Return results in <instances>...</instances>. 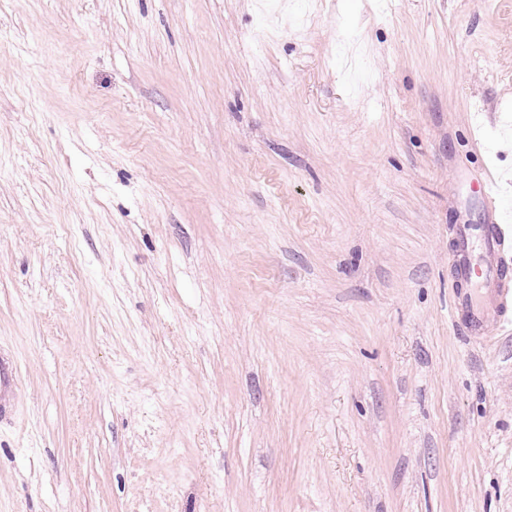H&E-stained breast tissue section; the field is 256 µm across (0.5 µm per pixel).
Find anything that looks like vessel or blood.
I'll list each match as a JSON object with an SVG mask.
<instances>
[{
  "label": "vessel or blood",
  "mask_w": 512,
  "mask_h": 512,
  "mask_svg": "<svg viewBox=\"0 0 512 512\" xmlns=\"http://www.w3.org/2000/svg\"><path fill=\"white\" fill-rule=\"evenodd\" d=\"M480 189L485 223L457 227L456 274L464 287L454 307L464 312L474 332L490 336L512 330V224L502 217L489 176H482Z\"/></svg>",
  "instance_id": "vessel-or-blood-1"
}]
</instances>
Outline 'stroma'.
<instances>
[{"mask_svg":"<svg viewBox=\"0 0 512 512\" xmlns=\"http://www.w3.org/2000/svg\"><path fill=\"white\" fill-rule=\"evenodd\" d=\"M512 0H0V512H512ZM480 189L486 224L457 226L456 274L469 288L456 293L454 307L464 312L474 332L490 336L512 330V224L505 223L499 196L486 172ZM472 235L477 238L476 249Z\"/></svg>","mask_w":512,"mask_h":512,"instance_id":"stroma-1","label":"stroma"}]
</instances>
